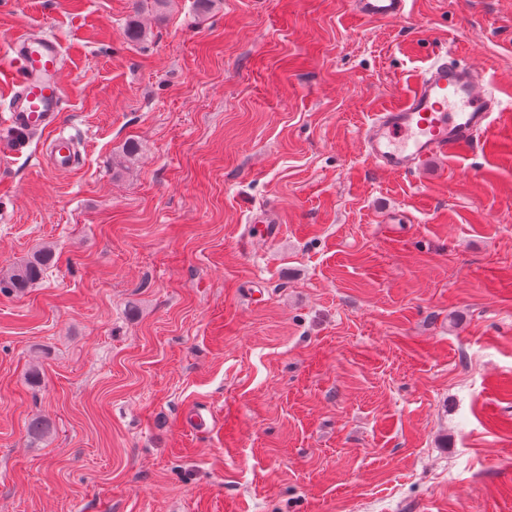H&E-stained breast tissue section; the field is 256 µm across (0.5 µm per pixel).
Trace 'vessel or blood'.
<instances>
[{
  "label": "vessel or blood",
  "mask_w": 512,
  "mask_h": 512,
  "mask_svg": "<svg viewBox=\"0 0 512 512\" xmlns=\"http://www.w3.org/2000/svg\"><path fill=\"white\" fill-rule=\"evenodd\" d=\"M408 0H354L367 20L403 18ZM64 51L52 35H21L10 44V58L0 66V80L10 98L0 111L22 149L34 132H50V168H75L74 138L61 135L66 95L61 82ZM503 106L497 89L481 73L437 54L418 76L399 106L376 113L361 131V147L378 168L413 175L431 157L472 149L493 136L494 115Z\"/></svg>",
  "instance_id": "obj_1"
}]
</instances>
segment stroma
<instances>
[{
    "mask_svg": "<svg viewBox=\"0 0 512 512\" xmlns=\"http://www.w3.org/2000/svg\"><path fill=\"white\" fill-rule=\"evenodd\" d=\"M31 26L81 159L0 137V270L56 253L0 292V512H512V0H0V62ZM443 50L496 138L377 170ZM408 0H354V10L367 20L389 21L403 18ZM55 254L52 249L38 251L23 264L14 267L6 275H0V292L23 293L33 288L42 278L47 267L53 263Z\"/></svg>",
    "mask_w": 512,
    "mask_h": 512,
    "instance_id": "1",
    "label": "stroma"
}]
</instances>
